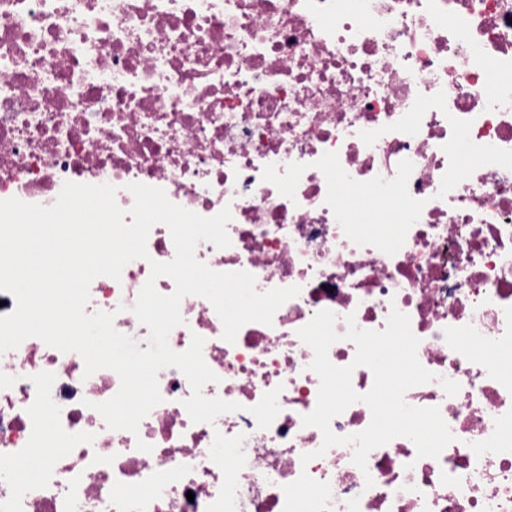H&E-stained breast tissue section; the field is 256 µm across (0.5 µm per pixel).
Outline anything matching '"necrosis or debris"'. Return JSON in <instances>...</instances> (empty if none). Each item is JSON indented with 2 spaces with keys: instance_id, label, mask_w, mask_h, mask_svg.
<instances>
[{
  "instance_id": "1",
  "label": "necrosis or debris",
  "mask_w": 512,
  "mask_h": 512,
  "mask_svg": "<svg viewBox=\"0 0 512 512\" xmlns=\"http://www.w3.org/2000/svg\"><path fill=\"white\" fill-rule=\"evenodd\" d=\"M68 181L114 185L125 210L134 182L230 208V246L197 259L301 292L232 344L209 301L182 300L170 348L202 336L204 395L242 406L211 424L175 368L134 434L95 409L116 372L84 377L33 337L0 354V512H512V0H0V200L49 207ZM147 250L85 308L142 343L132 307L175 255L165 225ZM395 308L435 375L405 399L453 442L420 459L398 437L363 470L349 446L316 456L298 329L328 309L337 332L350 314L382 330Z\"/></svg>"
}]
</instances>
